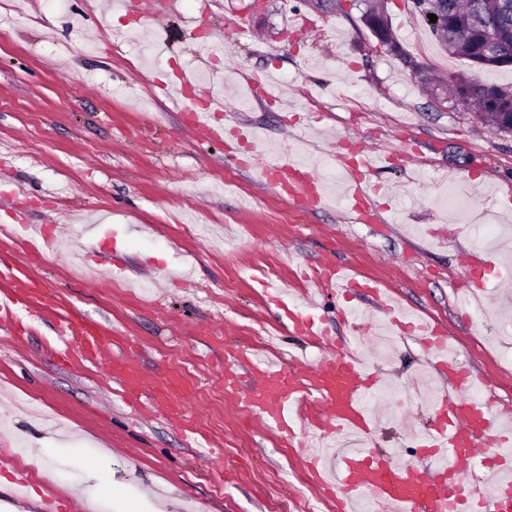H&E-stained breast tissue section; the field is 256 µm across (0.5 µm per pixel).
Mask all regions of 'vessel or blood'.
Returning <instances> with one entry per match:
<instances>
[{
	"label": "vessel or blood",
	"instance_id": "vessel-or-blood-1",
	"mask_svg": "<svg viewBox=\"0 0 512 512\" xmlns=\"http://www.w3.org/2000/svg\"><path fill=\"white\" fill-rule=\"evenodd\" d=\"M180 4L181 0H153L147 6L136 0L134 9L143 24L155 27L161 16L178 12ZM190 110L193 131L221 141L228 158H237L241 145L253 136L252 128L236 118L219 125L198 104H191ZM389 157L403 162L408 159L399 149L386 155L360 150L348 189L352 201L346 214L348 223H381V212L367 190L370 176ZM297 175L302 181L291 186L293 195L309 206L320 207L325 197L323 186L309 166L279 156L264 161L261 169L263 182L278 193ZM298 270L302 279L321 288L348 293L360 285L349 268L326 259L317 264L300 263ZM464 270L471 287H485V257L470 255ZM367 293L372 307L392 328L415 334L428 352L434 372L445 382L432 401L438 421L420 438L421 447L429 454L419 462L398 465L392 454L370 448L368 439L376 419L368 401L383 381L361 359L351 356L345 342L311 312L293 307L285 314L293 333L311 337L323 347L317 362L288 365L228 346L224 349L225 384L236 386L243 371L257 380V387L247 397L253 415L286 447L294 449L319 495L328 504L338 505L341 512H349L361 501L379 504L386 512H512V430L504 426L512 417L499 410L490 378L474 373L449 352L446 330L406 320L391 293L375 286L368 287ZM17 304L52 318L63 348L80 342L83 360L106 365L123 404L146 408L149 415L177 426L197 454L221 455L219 442L196 426L170 388L148 382L134 348L117 340L105 345L108 328L87 324L75 313L53 305L35 275L20 281L0 273V330L11 331V314ZM471 471L480 473L479 483L468 480Z\"/></svg>",
	"mask_w": 512,
	"mask_h": 512
}]
</instances>
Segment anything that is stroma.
I'll return each mask as SVG.
<instances>
[{
	"label": "stroma",
	"mask_w": 512,
	"mask_h": 512,
	"mask_svg": "<svg viewBox=\"0 0 512 512\" xmlns=\"http://www.w3.org/2000/svg\"><path fill=\"white\" fill-rule=\"evenodd\" d=\"M122 0H67L50 8L26 0L25 12L0 28V193H16L31 223L55 226V251L35 252L19 230L0 233V266H23L62 306L109 327L143 357L145 371L169 382L224 457H199L164 420H147L112 393L98 366L61 362L52 324L24 316L17 335L0 333V455L24 458L42 441L45 470L28 481V502L53 493L67 512H270L274 501L305 488L290 451L271 432L241 421L250 379L224 387L225 343L246 348L268 336L275 309L251 281L254 268L288 273L323 257L355 265L366 280L396 292L410 317L438 323L459 357L494 376L512 403V210L496 184L512 178V136L480 121L467 106L439 107L423 75L470 74L448 55L412 0H386L404 64L380 47L362 21L364 0H182L162 28L130 24L133 44L118 45L107 14ZM249 16L253 37L225 43ZM226 44L206 92L224 96L275 151L306 148L326 169L331 149L365 140L387 150L406 146L420 177L399 169L374 181L390 195L385 224L345 219L347 178L331 183L328 205L312 210L274 193L252 170L195 136L188 116L154 97L156 81L200 68L202 31ZM288 80L282 102L237 97L239 68ZM364 111L351 110V101ZM99 222L80 242L70 214ZM448 232L441 245L422 232ZM123 255L115 271L103 252ZM494 253L497 261L476 311L468 304L461 258ZM337 337L384 372L391 386L411 385L428 367L414 339L377 358L368 338L385 328L361 294L321 307Z\"/></svg>",
	"instance_id": "obj_1"
}]
</instances>
